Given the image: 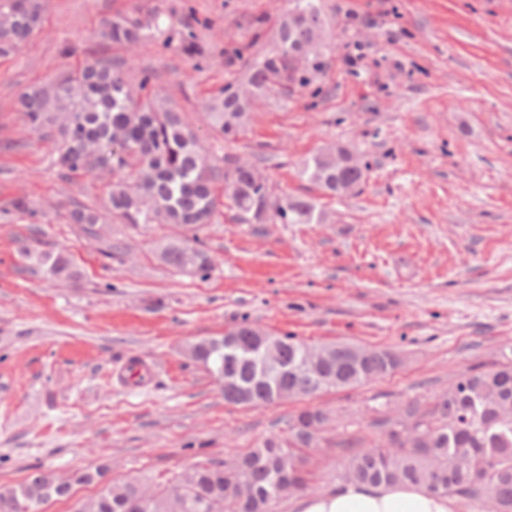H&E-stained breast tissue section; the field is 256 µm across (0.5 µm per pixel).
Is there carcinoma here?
Wrapping results in <instances>:
<instances>
[{
    "instance_id": "cac0c4a2",
    "label": "carcinoma",
    "mask_w": 512,
    "mask_h": 512,
    "mask_svg": "<svg viewBox=\"0 0 512 512\" xmlns=\"http://www.w3.org/2000/svg\"><path fill=\"white\" fill-rule=\"evenodd\" d=\"M158 16L144 22L119 17L107 23L112 42L132 46L146 36L162 33ZM41 23L40 0H0V54L18 49ZM329 24L319 0H289L278 29L275 47L247 64L248 83L259 96L275 93L286 99L296 89L310 86L313 75L327 66L325 32ZM310 41L313 55L302 71H294V43ZM181 53L201 60L208 54L191 28L180 32ZM152 76L143 73L139 91L127 84L124 71L101 59H90L74 75L59 81L50 98L39 89L23 93L18 107L33 131L58 121L55 166L68 173L111 169L117 180L108 194L112 216L123 224H177L195 231L211 223L216 208L214 183L224 179V193L238 224H261L259 213L270 194L255 184L251 163L226 154L219 168L203 151L181 113L166 106L148 89ZM225 85L222 96L204 106L205 118L226 143L235 142L249 121L248 104ZM302 173L320 190L335 195L339 178L361 184L359 174L337 171L336 162L322 152L303 164ZM280 224L320 221L311 197H285L272 216ZM197 236L160 247L159 258L183 273L213 267L211 257L195 247ZM48 271L62 279L75 278L69 261L44 255ZM309 345L286 335L277 352V364L266 380L258 376L255 361L215 348L204 338L189 347L191 357L224 378V402L252 407L272 405L277 389L295 398H309L395 372L399 353L336 344L333 359L321 366L297 369ZM330 420L327 412L306 408L287 421L282 435H273L230 462H198L162 481L139 476L115 483L109 468L57 476L40 469L16 487L0 488V512H41L52 500L68 499L77 485L95 483L98 493L77 501L73 512H171L173 500L182 512H269L279 500L278 482L288 477L294 493L307 489L308 459L301 449L315 445ZM387 430L385 442L358 448L349 454L341 479L346 482L408 483L446 496H461L485 512H512V354L501 349L491 367H472L433 403L409 401L402 415L373 420Z\"/></svg>"
}]
</instances>
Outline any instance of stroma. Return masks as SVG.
<instances>
[{"label":"stroma","instance_id":"obj_1","mask_svg":"<svg viewBox=\"0 0 512 512\" xmlns=\"http://www.w3.org/2000/svg\"><path fill=\"white\" fill-rule=\"evenodd\" d=\"M190 6L210 51L202 63L158 40L128 49L101 36L118 15L158 16L176 35ZM323 6L336 46L327 67L291 99L260 102L228 146L200 105L273 47L288 0H45L40 29L0 57V487L35 467L168 477L284 432L302 402L225 404L221 382L185 354L244 320L311 344L406 356L390 376L312 399L335 417L312 454V494L338 485L341 443L384 442L372 418L432 400L512 346V0ZM92 55L123 60L134 84L153 73V89L185 112L209 156L251 161L277 195L315 197L322 223L238 224L218 208L197 233L214 260L205 276L157 256L181 227L108 220L90 234L71 223L74 208L103 210L112 175L61 176L53 138L33 132L16 101ZM338 142L368 164L367 179L357 195L323 197L299 167ZM35 243L70 257L78 282L25 258ZM134 361L152 369L140 385L117 376Z\"/></svg>","mask_w":512,"mask_h":512}]
</instances>
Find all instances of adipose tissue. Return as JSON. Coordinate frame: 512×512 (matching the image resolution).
Instances as JSON below:
<instances>
[{
	"instance_id": "1",
	"label": "adipose tissue",
	"mask_w": 512,
	"mask_h": 512,
	"mask_svg": "<svg viewBox=\"0 0 512 512\" xmlns=\"http://www.w3.org/2000/svg\"><path fill=\"white\" fill-rule=\"evenodd\" d=\"M295 512H458L456 499L406 483H343L296 497Z\"/></svg>"
}]
</instances>
